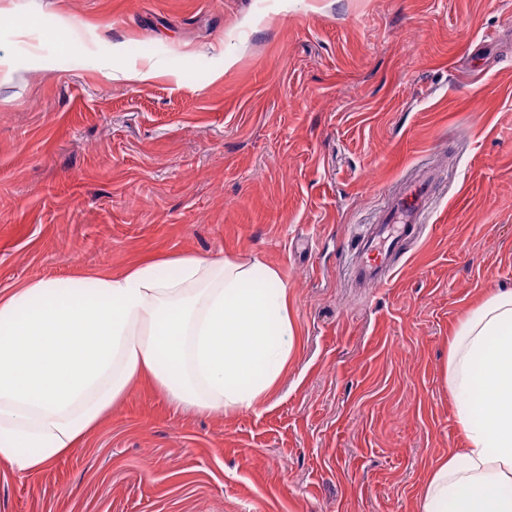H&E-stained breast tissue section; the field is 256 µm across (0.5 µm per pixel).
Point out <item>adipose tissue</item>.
Segmentation results:
<instances>
[{
  "mask_svg": "<svg viewBox=\"0 0 512 512\" xmlns=\"http://www.w3.org/2000/svg\"><path fill=\"white\" fill-rule=\"evenodd\" d=\"M297 349L288 286L259 259L26 281L0 293V463L44 470L142 379L201 413L255 409ZM442 376L466 445L433 464L418 512H512V287L458 322Z\"/></svg>",
  "mask_w": 512,
  "mask_h": 512,
  "instance_id": "ef3b65f1",
  "label": "adipose tissue"
}]
</instances>
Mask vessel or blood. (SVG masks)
<instances>
[{
  "label": "vessel or blood",
  "instance_id": "vessel-or-blood-1",
  "mask_svg": "<svg viewBox=\"0 0 512 512\" xmlns=\"http://www.w3.org/2000/svg\"><path fill=\"white\" fill-rule=\"evenodd\" d=\"M435 199L429 177L404 181L390 195L376 223L365 225L356 238L351 276L361 285L380 284L394 274L408 247L420 236Z\"/></svg>",
  "mask_w": 512,
  "mask_h": 512
}]
</instances>
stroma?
<instances>
[{
  "mask_svg": "<svg viewBox=\"0 0 512 512\" xmlns=\"http://www.w3.org/2000/svg\"><path fill=\"white\" fill-rule=\"evenodd\" d=\"M0 292L148 256L258 258L301 345L261 406L134 385L0 512H417L464 447L452 327L512 283V0H0ZM83 34L61 41L59 18ZM154 63L161 77L120 70ZM438 173L383 286L351 245Z\"/></svg>",
  "mask_w": 512,
  "mask_h": 512,
  "instance_id": "35a3bbf8",
  "label": "stroma"
}]
</instances>
